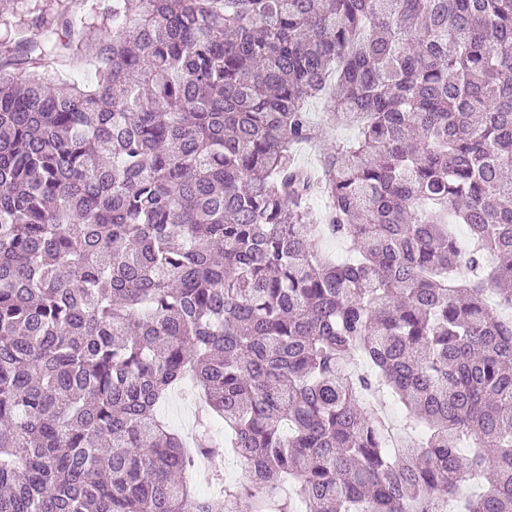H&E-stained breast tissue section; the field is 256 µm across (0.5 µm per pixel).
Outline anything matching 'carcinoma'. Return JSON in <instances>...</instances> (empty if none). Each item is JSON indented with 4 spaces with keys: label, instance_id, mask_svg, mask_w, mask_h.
Segmentation results:
<instances>
[{
    "label": "carcinoma",
    "instance_id": "cac0c4a2",
    "mask_svg": "<svg viewBox=\"0 0 512 512\" xmlns=\"http://www.w3.org/2000/svg\"><path fill=\"white\" fill-rule=\"evenodd\" d=\"M55 2L0 13V512H512V0ZM308 109L312 114L313 121L319 124L321 137L317 142L316 150L310 147H301L296 157L297 162L300 165L310 169H315L318 164V151L326 149L330 144L336 142L337 139H351L355 135V131L346 127H336V129H333L325 126L322 122V112H325V105L323 101H310L308 103ZM194 393L174 391L159 409V416L169 425L171 429L186 438L191 423V407L194 405Z\"/></svg>",
    "mask_w": 512,
    "mask_h": 512
}]
</instances>
